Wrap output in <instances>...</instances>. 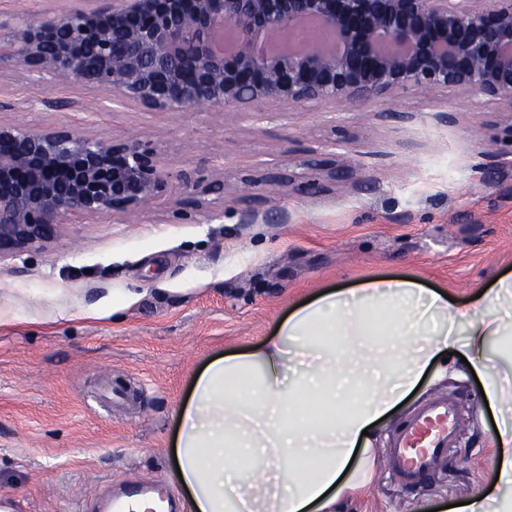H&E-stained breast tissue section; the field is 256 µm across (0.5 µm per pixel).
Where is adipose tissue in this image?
Wrapping results in <instances>:
<instances>
[{
    "label": "adipose tissue",
    "mask_w": 512,
    "mask_h": 512,
    "mask_svg": "<svg viewBox=\"0 0 512 512\" xmlns=\"http://www.w3.org/2000/svg\"><path fill=\"white\" fill-rule=\"evenodd\" d=\"M459 354L501 414L500 473L461 512H512V274L461 306L404 277L328 290L260 344L214 358L179 413L193 512H336L373 479L378 424Z\"/></svg>",
    "instance_id": "ef3b65f1"
}]
</instances>
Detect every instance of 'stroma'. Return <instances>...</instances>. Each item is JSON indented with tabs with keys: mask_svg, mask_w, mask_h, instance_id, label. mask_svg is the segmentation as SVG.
<instances>
[{
	"mask_svg": "<svg viewBox=\"0 0 512 512\" xmlns=\"http://www.w3.org/2000/svg\"><path fill=\"white\" fill-rule=\"evenodd\" d=\"M78 4L0 0V35ZM45 97L68 106L47 108ZM1 121L132 137L172 176L138 214L82 218L49 247L0 261V496L12 512H90L128 480L160 479L180 494L173 449L196 376L327 289L411 277L461 303L512 273L504 101L398 89L365 106L158 112L39 80L6 58ZM183 170L224 189L181 204ZM278 175L289 186H273ZM477 382L461 364L426 377L378 428L376 448L436 396L455 409L456 445L418 487L379 464L341 512H441L478 493L495 420Z\"/></svg>",
	"mask_w": 512,
	"mask_h": 512,
	"instance_id": "35a3bbf8",
	"label": "stroma"
}]
</instances>
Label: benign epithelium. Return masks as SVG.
<instances>
[{"label": "benign epithelium", "mask_w": 512, "mask_h": 512, "mask_svg": "<svg viewBox=\"0 0 512 512\" xmlns=\"http://www.w3.org/2000/svg\"><path fill=\"white\" fill-rule=\"evenodd\" d=\"M318 33L297 43L299 24ZM29 71L152 111L345 102L397 89L512 103V0H83L14 29ZM183 193L212 191L193 172ZM170 174L135 138L0 122V259L39 250L79 215H124Z\"/></svg>", "instance_id": "7a95c632"}]
</instances>
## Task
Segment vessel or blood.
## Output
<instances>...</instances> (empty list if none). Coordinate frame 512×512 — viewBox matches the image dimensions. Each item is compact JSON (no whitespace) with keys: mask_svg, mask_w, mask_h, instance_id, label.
Segmentation results:
<instances>
[{"mask_svg":"<svg viewBox=\"0 0 512 512\" xmlns=\"http://www.w3.org/2000/svg\"><path fill=\"white\" fill-rule=\"evenodd\" d=\"M456 439L452 405L444 398L433 399L393 435L387 450L389 468L405 484L423 483ZM140 502L165 503L168 512L178 508L176 500L165 495L161 482H128L118 494L101 500L98 512H134Z\"/></svg>","mask_w":512,"mask_h":512,"instance_id":"vessel-or-blood-1","label":"vessel or blood"}]
</instances>
